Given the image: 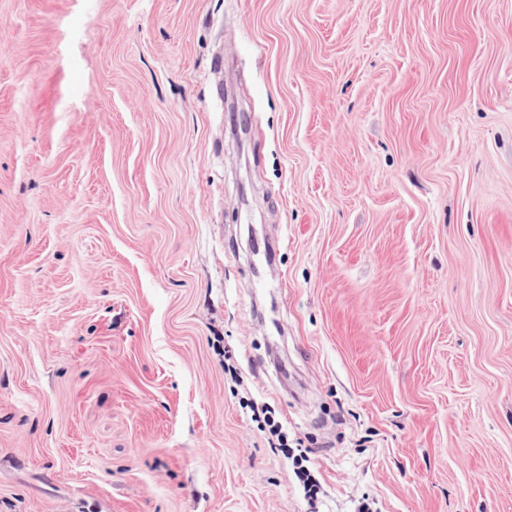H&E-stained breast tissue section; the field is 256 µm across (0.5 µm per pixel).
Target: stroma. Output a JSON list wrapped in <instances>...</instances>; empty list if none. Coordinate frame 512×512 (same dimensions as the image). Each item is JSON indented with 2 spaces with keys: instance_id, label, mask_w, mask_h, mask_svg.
Instances as JSON below:
<instances>
[{
  "instance_id": "1",
  "label": "stroma",
  "mask_w": 512,
  "mask_h": 512,
  "mask_svg": "<svg viewBox=\"0 0 512 512\" xmlns=\"http://www.w3.org/2000/svg\"><path fill=\"white\" fill-rule=\"evenodd\" d=\"M512 512V0H0V512Z\"/></svg>"
}]
</instances>
